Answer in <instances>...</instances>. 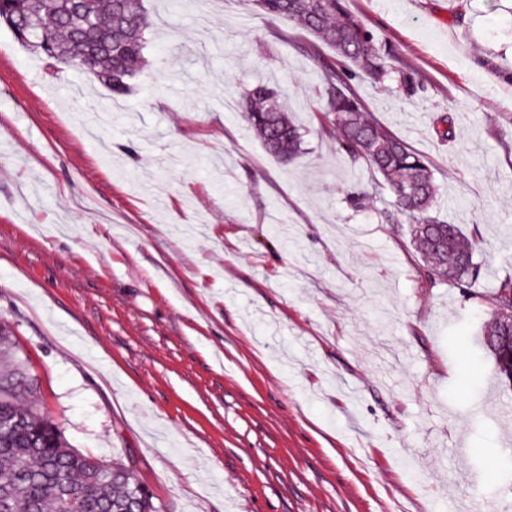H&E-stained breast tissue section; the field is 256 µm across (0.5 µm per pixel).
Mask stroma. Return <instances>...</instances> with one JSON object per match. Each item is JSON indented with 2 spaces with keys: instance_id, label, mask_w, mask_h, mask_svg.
<instances>
[{
  "instance_id": "1",
  "label": "stroma",
  "mask_w": 512,
  "mask_h": 512,
  "mask_svg": "<svg viewBox=\"0 0 512 512\" xmlns=\"http://www.w3.org/2000/svg\"><path fill=\"white\" fill-rule=\"evenodd\" d=\"M419 89L354 80L433 164L434 212L482 236L468 290L423 284L409 217L321 137L310 34L210 0H147L130 95L0 26V322L76 450L133 460L161 512H469L512 503V387L480 297L512 276V0H349ZM304 134L243 117L257 83ZM452 117L455 139L432 120ZM245 118L268 151L283 160L292 159L302 148L300 128L279 102V93L267 84L254 86L246 96Z\"/></svg>"
}]
</instances>
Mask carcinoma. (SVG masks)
<instances>
[{
	"label": "carcinoma",
	"instance_id": "obj_1",
	"mask_svg": "<svg viewBox=\"0 0 512 512\" xmlns=\"http://www.w3.org/2000/svg\"><path fill=\"white\" fill-rule=\"evenodd\" d=\"M247 2L314 37L303 51L321 70L314 88L323 102L319 133L374 174L370 187L351 193L354 204L387 194L395 208L418 217L412 239L426 284L464 288L475 281L482 239H469L458 225L431 215L435 182L430 160L389 127L369 120L351 87L353 79L368 77L388 79L405 95L416 93L418 85L400 54L380 43L346 0ZM0 23L53 67L85 72L116 96L128 94L145 32L153 25L144 0H0ZM322 43L334 56H323ZM245 118L272 155L289 160L301 151L300 128L282 108L276 89L254 86L246 96ZM433 131L442 140L456 136L447 116L434 122ZM485 299L491 319L483 345L496 374L512 386V347L496 343L505 331L498 311L512 309V277L502 279ZM12 350L11 332L1 326L0 360L6 366L0 370V512H159L132 462L77 452L36 404L22 399L30 380Z\"/></svg>",
	"mask_w": 512,
	"mask_h": 512
}]
</instances>
